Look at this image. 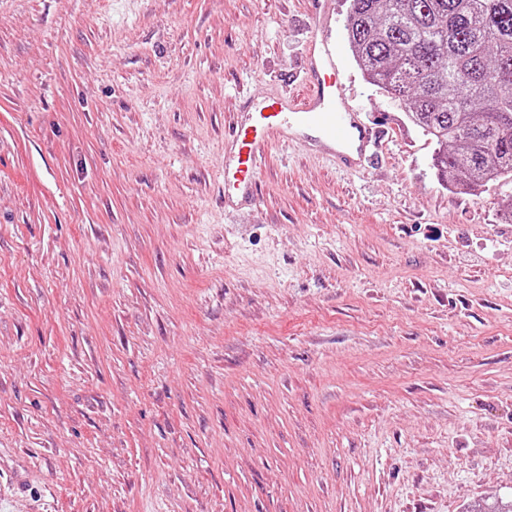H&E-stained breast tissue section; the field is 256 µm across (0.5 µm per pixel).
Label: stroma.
Returning <instances> with one entry per match:
<instances>
[{"instance_id": "35a3bbf8", "label": "stroma", "mask_w": 512, "mask_h": 512, "mask_svg": "<svg viewBox=\"0 0 512 512\" xmlns=\"http://www.w3.org/2000/svg\"><path fill=\"white\" fill-rule=\"evenodd\" d=\"M294 145L224 211L225 120L302 93L311 0H0V512H470L512 496V182Z\"/></svg>"}]
</instances>
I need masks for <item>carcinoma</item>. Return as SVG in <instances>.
I'll list each match as a JSON object with an SVG mask.
<instances>
[{
	"label": "carcinoma",
	"instance_id": "obj_1",
	"mask_svg": "<svg viewBox=\"0 0 512 512\" xmlns=\"http://www.w3.org/2000/svg\"><path fill=\"white\" fill-rule=\"evenodd\" d=\"M368 83L399 96L454 180H512V0H349Z\"/></svg>",
	"mask_w": 512,
	"mask_h": 512
}]
</instances>
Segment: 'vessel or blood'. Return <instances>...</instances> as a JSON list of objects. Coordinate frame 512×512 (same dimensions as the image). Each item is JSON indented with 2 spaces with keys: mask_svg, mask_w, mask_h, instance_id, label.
Instances as JSON below:
<instances>
[{
  "mask_svg": "<svg viewBox=\"0 0 512 512\" xmlns=\"http://www.w3.org/2000/svg\"><path fill=\"white\" fill-rule=\"evenodd\" d=\"M329 14V0H312L305 93L258 104L249 100L235 114L224 147L225 208L239 212L255 204L259 162L271 145L295 143L355 171L375 156L376 130L347 104L335 80L338 60L328 36Z\"/></svg>",
  "mask_w": 512,
  "mask_h": 512,
  "instance_id": "b4317fda",
  "label": "vessel or blood"
}]
</instances>
